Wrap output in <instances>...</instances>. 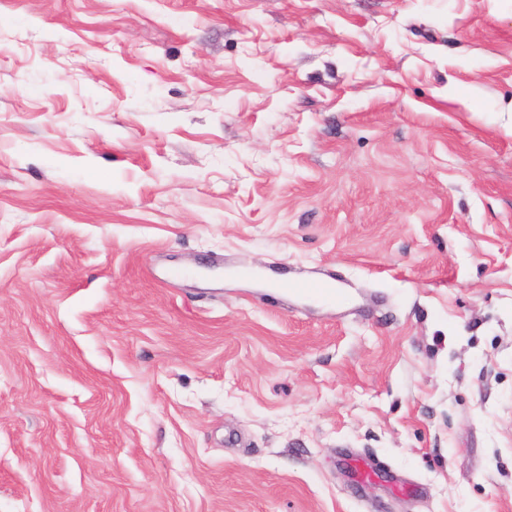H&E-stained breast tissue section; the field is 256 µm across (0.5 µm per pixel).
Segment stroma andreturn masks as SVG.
Returning <instances> with one entry per match:
<instances>
[{
    "label": "stroma",
    "mask_w": 512,
    "mask_h": 512,
    "mask_svg": "<svg viewBox=\"0 0 512 512\" xmlns=\"http://www.w3.org/2000/svg\"><path fill=\"white\" fill-rule=\"evenodd\" d=\"M0 512H512V0H0ZM335 279L331 276L321 279L296 281L288 283V293L319 299L325 302H336L338 289Z\"/></svg>",
    "instance_id": "1"
}]
</instances>
